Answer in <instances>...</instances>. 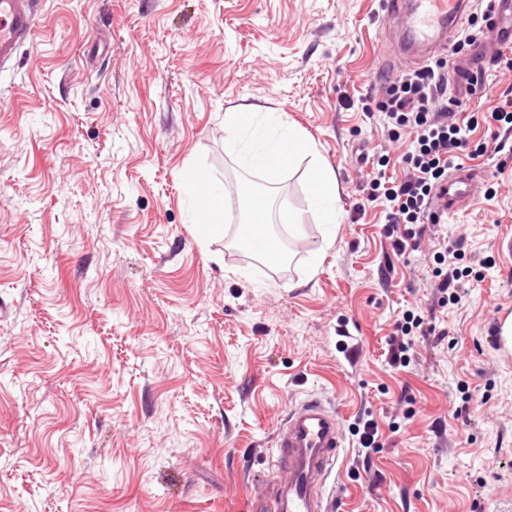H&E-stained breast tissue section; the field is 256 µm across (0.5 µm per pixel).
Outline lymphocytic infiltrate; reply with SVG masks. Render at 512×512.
I'll use <instances>...</instances> for the list:
<instances>
[{
    "instance_id": "f902f5d3",
    "label": "lymphocytic infiltrate",
    "mask_w": 512,
    "mask_h": 512,
    "mask_svg": "<svg viewBox=\"0 0 512 512\" xmlns=\"http://www.w3.org/2000/svg\"><path fill=\"white\" fill-rule=\"evenodd\" d=\"M465 102L452 94L445 59L437 58L419 69H405L386 85L378 104L388 122L407 127L415 138L402 156V178L386 180L377 173L371 184L390 202L388 232L396 254L416 247L427 225L440 223L434 206L437 187L445 181L449 162L469 147L474 119H462Z\"/></svg>"
}]
</instances>
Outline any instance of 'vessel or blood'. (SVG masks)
Wrapping results in <instances>:
<instances>
[{
	"label": "vessel or blood",
	"mask_w": 512,
	"mask_h": 512,
	"mask_svg": "<svg viewBox=\"0 0 512 512\" xmlns=\"http://www.w3.org/2000/svg\"><path fill=\"white\" fill-rule=\"evenodd\" d=\"M388 13L405 18L410 40L436 41L437 29L456 34L470 0H386ZM494 43L512 47V0H495ZM38 0H0V71L11 67L35 27ZM478 174L461 167L441 185L439 201L456 213L476 197ZM277 474L270 493L257 497L252 512H330L323 495L326 477L340 457L342 434L337 415L310 398L289 413L276 440Z\"/></svg>",
	"instance_id": "b4317fda"
}]
</instances>
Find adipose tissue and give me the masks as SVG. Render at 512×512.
<instances>
[{
	"label": "adipose tissue",
	"mask_w": 512,
	"mask_h": 512,
	"mask_svg": "<svg viewBox=\"0 0 512 512\" xmlns=\"http://www.w3.org/2000/svg\"><path fill=\"white\" fill-rule=\"evenodd\" d=\"M224 127L231 149L237 150L240 166L260 172L265 182L278 183L285 168L300 155H310L314 145L292 126L284 113L266 112L248 104L225 113ZM186 193L196 204L202 230L214 233L224 221V191L202 169H187L183 176ZM311 212L317 223H336L340 213V195L333 171L316 165L310 171Z\"/></svg>",
	"instance_id": "ef3b65f1"
}]
</instances>
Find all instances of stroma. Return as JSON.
<instances>
[{
	"instance_id": "stroma-1",
	"label": "stroma",
	"mask_w": 512,
	"mask_h": 512,
	"mask_svg": "<svg viewBox=\"0 0 512 512\" xmlns=\"http://www.w3.org/2000/svg\"><path fill=\"white\" fill-rule=\"evenodd\" d=\"M384 0H40L0 72V512H249L275 436L309 397L337 413L344 512H512V155L467 114L474 204L396 255L372 172L402 173L383 77ZM285 113L336 175V227L309 211V159L272 192L301 219L279 266L242 245L224 114ZM226 197L201 234L187 168ZM462 241L458 304L434 270ZM408 367L388 363L406 311ZM375 419L380 445L356 427Z\"/></svg>"
}]
</instances>
